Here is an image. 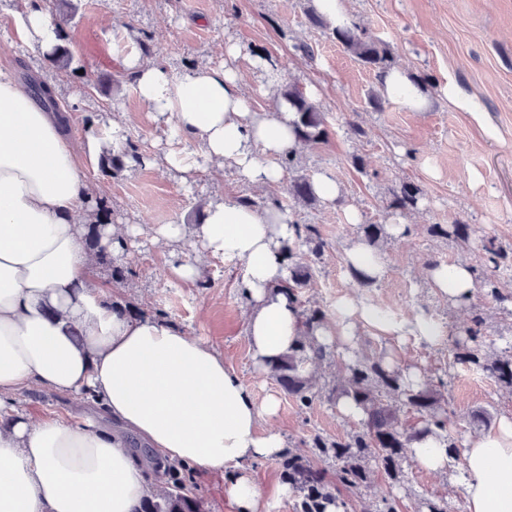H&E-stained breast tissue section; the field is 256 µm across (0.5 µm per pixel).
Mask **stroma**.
Segmentation results:
<instances>
[{
    "instance_id": "obj_1",
    "label": "stroma",
    "mask_w": 512,
    "mask_h": 512,
    "mask_svg": "<svg viewBox=\"0 0 512 512\" xmlns=\"http://www.w3.org/2000/svg\"><path fill=\"white\" fill-rule=\"evenodd\" d=\"M78 10L64 28L61 43L74 61L71 68L54 67L47 55L25 47L15 33L14 17L22 0H0V69L22 71L46 81L70 121V141L81 149L90 130H102L120 117L127 129L125 149L145 156L144 164L112 172L103 164L86 169L89 183L111 209L110 221L139 228L124 247L107 249L108 262L99 279L118 303L132 302L134 315L151 314L198 338L224 356V361L257 399L275 396L279 410L265 428L279 432L286 447L310 455L314 435L333 439L357 428L336 404L318 400L304 408L283 392L269 374L256 366L246 331L249 299L238 265L210 259L201 282L185 283L169 272L168 257L151 241L152 228L173 222L202 223L207 207L227 198L247 197L263 207L281 203L302 224L315 225L329 244L320 257L301 249L298 259L310 264L313 278L300 298L304 306L331 310L336 298L359 299L407 316L423 312L444 333L427 344L414 337L395 340L360 330L353 343L339 346L335 356L315 373L316 389L344 383L347 366L362 355H382L419 382L442 386L448 430L458 445L512 418V389L469 366L456 363L452 343L479 308L486 319L485 349L512 352V302L495 301L476 287L469 302H449L427 273L434 258L448 264L465 261L481 267L484 237L512 252V0H345L355 22L369 35L388 44L393 66L424 78L429 110L414 112L385 101L383 110L369 103L379 83L308 16L313 0H72ZM124 31L130 48L151 46L150 58L180 74L196 66L222 67L224 46L233 42L241 54L235 62L256 111L267 110L271 90L263 86L255 66L258 57L275 59L281 85L302 91L316 89L317 104L326 115V138L299 148L283 183L260 191L245 182L232 166L219 173L205 171L183 182L160 162L166 147V126L154 119L135 92L132 72L112 49L114 30ZM314 49L305 56L301 45ZM454 82L483 112L478 123L443 92ZM361 134H352L349 121ZM362 165H355V158ZM333 172L341 188L336 202L314 206L294 203L288 182L297 176ZM411 181L422 190L418 206L393 211L387 202L392 188ZM357 210L364 224L406 221L407 231L381 243V272L373 282L356 281L344 258L357 241V226L347 220ZM469 224L468 247L435 234L437 224ZM122 266L125 279L115 283L111 265ZM13 413L34 420L74 416L103 427L111 422L90 395H61L31 387L13 402ZM400 482H393L377 464L360 489H340L341 512H363L365 506L392 495L397 512H467L465 494L456 475L431 473L413 456L401 463ZM182 473L207 512H235L224 495L232 470L207 472L186 465ZM266 512H295L298 495L283 498L280 460L254 463Z\"/></svg>"
}]
</instances>
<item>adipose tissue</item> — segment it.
<instances>
[{
  "instance_id": "adipose-tissue-1",
  "label": "adipose tissue",
  "mask_w": 512,
  "mask_h": 512,
  "mask_svg": "<svg viewBox=\"0 0 512 512\" xmlns=\"http://www.w3.org/2000/svg\"><path fill=\"white\" fill-rule=\"evenodd\" d=\"M15 30L43 53L58 40L51 15L36 4L16 17ZM239 53L228 46L223 68L178 75L131 51L123 62L147 111L165 119L167 169L188 179L228 164L249 184L270 188L282 181L281 157L295 144L294 114L280 98L270 111L254 110L234 66ZM380 92L414 112L428 107L425 89L402 69L387 74ZM120 132L115 122L90 135L77 156L55 114L40 111L0 70V409L23 389L43 385L94 394L119 425L111 431L61 417L12 420L0 429V512H138L148 487L126 443L130 434L165 460L235 469L227 500L236 512H261L264 493L250 467L284 450L281 435L261 427L276 415V397L257 400L207 343L150 316L128 317L99 282L81 217L91 187L79 161L97 163L103 144L119 147ZM188 136L197 151L182 148ZM294 237L290 211L230 198L209 205L193 229L153 230L182 281L201 278L210 256L240 266L251 300L247 335L263 371L305 334L301 310L282 287L288 271L281 247ZM196 242L197 257L183 259L186 244ZM430 274L454 301L471 298L470 265ZM333 315L334 326L317 332L321 342H351L361 327L429 343L443 337L427 314L398 317L352 295L337 298ZM74 327L84 345L71 340ZM463 471L467 512H512L511 418L468 440Z\"/></svg>"
}]
</instances>
